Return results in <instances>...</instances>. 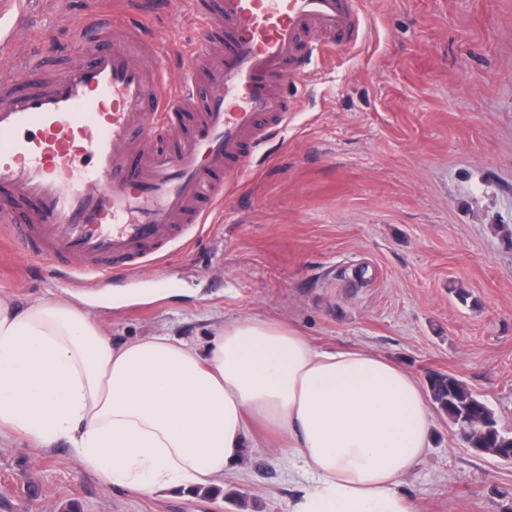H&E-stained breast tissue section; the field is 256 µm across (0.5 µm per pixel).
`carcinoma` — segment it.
<instances>
[{"instance_id": "carcinoma-1", "label": "carcinoma", "mask_w": 512, "mask_h": 512, "mask_svg": "<svg viewBox=\"0 0 512 512\" xmlns=\"http://www.w3.org/2000/svg\"><path fill=\"white\" fill-rule=\"evenodd\" d=\"M428 396L432 405L448 417L466 447L497 448L501 457H512V432L500 427L488 403L463 380L433 372L428 377Z\"/></svg>"}]
</instances>
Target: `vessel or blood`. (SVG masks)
<instances>
[{
	"instance_id": "b4317fda",
	"label": "vessel or blood",
	"mask_w": 512,
	"mask_h": 512,
	"mask_svg": "<svg viewBox=\"0 0 512 512\" xmlns=\"http://www.w3.org/2000/svg\"><path fill=\"white\" fill-rule=\"evenodd\" d=\"M201 40L223 33L224 58L210 75L207 107L187 57L166 81L160 42L97 14L91 60L41 77L47 51L23 72L0 73V240L51 263L52 277L79 283L120 269L136 274L206 223L271 132L298 109L289 87L313 60L357 43L360 0H189ZM25 23L24 0H0V46ZM177 134L178 148L159 144ZM91 180L76 184L77 159Z\"/></svg>"
}]
</instances>
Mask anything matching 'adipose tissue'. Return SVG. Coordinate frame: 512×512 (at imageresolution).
Masks as SVG:
<instances>
[{
  "label": "adipose tissue",
  "mask_w": 512,
  "mask_h": 512,
  "mask_svg": "<svg viewBox=\"0 0 512 512\" xmlns=\"http://www.w3.org/2000/svg\"><path fill=\"white\" fill-rule=\"evenodd\" d=\"M85 301L0 298V433L66 442L103 483L148 495L219 484L258 423L303 482L288 512H418L400 487L431 446V410L405 369L265 317L224 323L203 352L118 344Z\"/></svg>",
  "instance_id": "obj_1"
}]
</instances>
